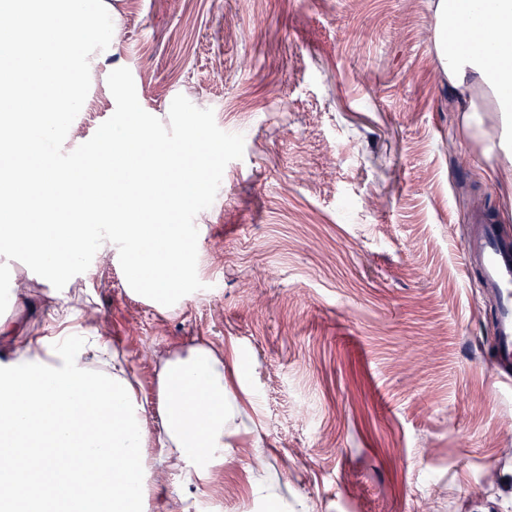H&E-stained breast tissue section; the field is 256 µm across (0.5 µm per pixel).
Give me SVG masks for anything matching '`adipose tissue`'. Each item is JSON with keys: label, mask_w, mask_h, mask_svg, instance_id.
I'll use <instances>...</instances> for the list:
<instances>
[{"label": "adipose tissue", "mask_w": 512, "mask_h": 512, "mask_svg": "<svg viewBox=\"0 0 512 512\" xmlns=\"http://www.w3.org/2000/svg\"><path fill=\"white\" fill-rule=\"evenodd\" d=\"M0 0V18L15 20L22 38L0 42V211L12 221L0 225V246L24 253L30 268L56 301L53 322L73 317L70 293L86 278L88 255L108 257L118 244L127 269L138 270L132 293L162 309L184 301L194 269L193 246L172 214L193 203L208 186L211 159L187 148L145 152L153 131L141 113H123L102 142L96 158L71 169L69 180L55 178L59 162L45 152L40 166L23 160L39 138L53 143L57 129L79 111L87 50L65 48L67 32L102 24L101 7L86 0ZM433 47L460 112L465 133L481 138L490 177L512 169V47L494 32L512 31V0H435ZM492 118L495 132L482 125ZM180 169L172 182V169ZM81 205L96 224L112 232L110 242L92 240L69 223H59L73 205ZM83 335L89 341L80 366L127 378L121 352L94 329L95 310L82 312ZM0 342L14 360L45 361L62 367L37 337L24 333L23 322L0 319ZM243 358L235 344L199 343L162 358L156 376V408L138 412L146 428L147 457L169 462L182 484L191 486L222 473L231 442L242 426L245 402L232 390L244 378Z\"/></svg>", "instance_id": "1"}]
</instances>
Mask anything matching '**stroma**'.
I'll return each mask as SVG.
<instances>
[{
	"label": "stroma",
	"instance_id": "obj_1",
	"mask_svg": "<svg viewBox=\"0 0 512 512\" xmlns=\"http://www.w3.org/2000/svg\"><path fill=\"white\" fill-rule=\"evenodd\" d=\"M95 44L55 147L80 144L128 108L154 143L215 136L207 208H193L191 295L163 312L94 262L89 307L143 401L170 347L236 344L251 432L224 471L185 487L184 512H259L249 469L311 512H512V388L496 380L492 302L461 258L468 224L512 232L478 144L463 136L433 53L431 0H104ZM251 67H243V60ZM471 162L461 168L460 154ZM25 256L0 254V318L49 332L53 298L4 295Z\"/></svg>",
	"mask_w": 512,
	"mask_h": 512
}]
</instances>
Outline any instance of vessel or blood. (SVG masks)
<instances>
[{
  "instance_id": "1",
  "label": "vessel or blood",
  "mask_w": 512,
  "mask_h": 512,
  "mask_svg": "<svg viewBox=\"0 0 512 512\" xmlns=\"http://www.w3.org/2000/svg\"><path fill=\"white\" fill-rule=\"evenodd\" d=\"M463 262L475 272V285L495 307L493 357L503 373L512 372V241L500 225L485 219L472 224L463 243Z\"/></svg>"
}]
</instances>
